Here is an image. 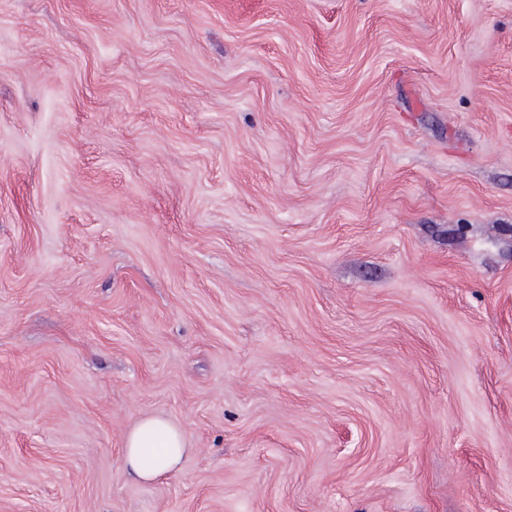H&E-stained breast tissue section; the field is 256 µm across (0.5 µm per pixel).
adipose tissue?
<instances>
[{
    "label": "adipose tissue",
    "instance_id": "ef3b65f1",
    "mask_svg": "<svg viewBox=\"0 0 512 512\" xmlns=\"http://www.w3.org/2000/svg\"><path fill=\"white\" fill-rule=\"evenodd\" d=\"M124 467L140 482H152L178 466L186 451L182 430L162 417L143 418L123 442Z\"/></svg>",
    "mask_w": 512,
    "mask_h": 512
}]
</instances>
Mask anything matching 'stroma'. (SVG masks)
<instances>
[{"mask_svg": "<svg viewBox=\"0 0 512 512\" xmlns=\"http://www.w3.org/2000/svg\"><path fill=\"white\" fill-rule=\"evenodd\" d=\"M0 512H512V0H0ZM186 449L184 433L170 420L143 418L124 438L125 471L137 481H155L178 466Z\"/></svg>", "mask_w": 512, "mask_h": 512, "instance_id": "1", "label": "stroma"}]
</instances>
